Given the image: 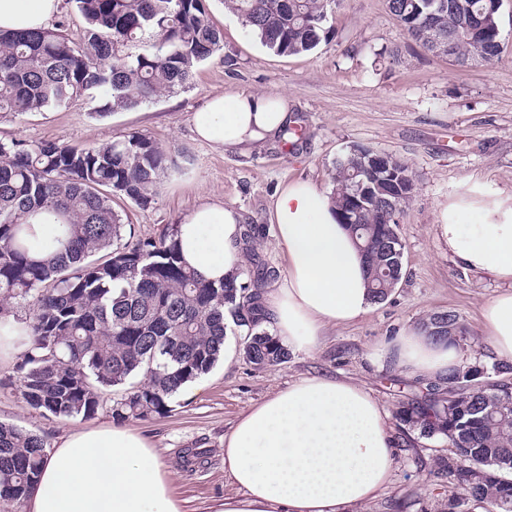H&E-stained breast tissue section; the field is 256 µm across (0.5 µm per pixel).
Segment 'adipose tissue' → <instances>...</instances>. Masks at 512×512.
<instances>
[{"label":"adipose tissue","mask_w":512,"mask_h":512,"mask_svg":"<svg viewBox=\"0 0 512 512\" xmlns=\"http://www.w3.org/2000/svg\"><path fill=\"white\" fill-rule=\"evenodd\" d=\"M60 0H0V30L45 27ZM287 96L218 95L195 112L197 137L223 149L275 139L291 122ZM458 204L439 207L438 238L464 268L512 281V200L482 207L483 224L458 223ZM275 238L286 250L282 284L265 306L266 324L294 353L315 351L327 327L352 323L373 306L364 258L340 224L329 193L308 181L284 185L270 211ZM241 216L229 206H196L176 228L182 262L203 280L231 279L241 268ZM494 355L512 359V290L482 310ZM419 377L438 378L462 366L452 344L420 329L403 332L373 356ZM395 442L387 411L363 388L306 377L251 405L224 437V473L234 488L219 512H348L390 483ZM28 512H183L170 473L151 442L136 430L74 431L53 448L27 500Z\"/></svg>","instance_id":"1"}]
</instances>
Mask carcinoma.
<instances>
[{
    "label": "carcinoma",
    "mask_w": 512,
    "mask_h": 512,
    "mask_svg": "<svg viewBox=\"0 0 512 512\" xmlns=\"http://www.w3.org/2000/svg\"><path fill=\"white\" fill-rule=\"evenodd\" d=\"M85 26L80 41L40 29L0 32V113L61 108L81 97L98 100L95 115L133 110L163 94L190 87L197 68L223 49L202 0H75ZM243 26L277 53L314 49L330 33L334 0H226ZM501 0H387V9L428 52L448 42V60L464 67L493 63L503 37ZM179 168L176 158L139 132L90 147L57 142L0 140V315L20 301L29 310V341L21 393L33 409L56 417L90 418L104 394L124 388L112 414L146 420L170 411L190 381L208 373L232 330L257 367L281 364L288 350L261 327L262 286L277 271L247 255L249 266L217 285L182 263L171 224L154 238L127 233L112 206L122 196L151 203L158 181ZM376 181L366 150L336 162L333 194L340 223L359 240L368 288L376 302L400 281L402 244L387 237L390 205L362 207L353 195ZM54 217L63 228L45 248L33 218ZM266 233L242 225L252 247ZM447 329L428 316L422 329L435 342L465 335L456 314ZM457 370L422 395L399 402L395 417L423 437L448 441L439 471L462 496L489 512H512V384L465 387ZM48 456L45 439L0 423V504L25 500Z\"/></svg>",
    "instance_id": "cac0c4a2"
}]
</instances>
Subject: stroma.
Instances as JSON below:
<instances>
[{
    "label": "stroma",
    "mask_w": 512,
    "mask_h": 512,
    "mask_svg": "<svg viewBox=\"0 0 512 512\" xmlns=\"http://www.w3.org/2000/svg\"><path fill=\"white\" fill-rule=\"evenodd\" d=\"M203 5L223 34L224 48L197 71L189 89L104 118L94 115L95 103L86 98L44 112L0 113V139L97 147L139 131L169 153L186 154L183 170L163 178L148 206L114 198L113 207L127 214L141 238L158 236L208 201L231 205L243 223L269 224V205L280 186L301 180L334 190L336 162L354 149L406 161L416 188L399 217L403 277L385 301L351 324L329 328L311 354L292 353L285 363L259 368L236 353L179 393L167 414L127 420V427L159 449L184 512H216L231 490L224 474L225 435L242 411L288 383L314 375L350 381L391 413L402 395L424 392L427 380L378 367L371 356L432 313L455 312L467 330L458 345L465 369L492 375L497 359L484 341L481 311L512 286L455 263L434 231L440 203H460V222L480 224L484 217L473 201L512 196V0H502L500 9V59L468 68L426 52L393 19L386 0H338L329 19L331 37L298 55L262 46L224 0ZM239 93L287 95L301 130L297 145L224 151L196 140L192 113L212 95ZM21 362L17 356L0 363V421L40 434L51 448L74 429L116 425L117 388L88 419L31 408L21 395ZM391 429V482L351 512H445L451 490L438 462L448 454L447 442L396 421ZM191 451L200 459L188 470L181 458Z\"/></svg>",
    "instance_id": "1"
}]
</instances>
